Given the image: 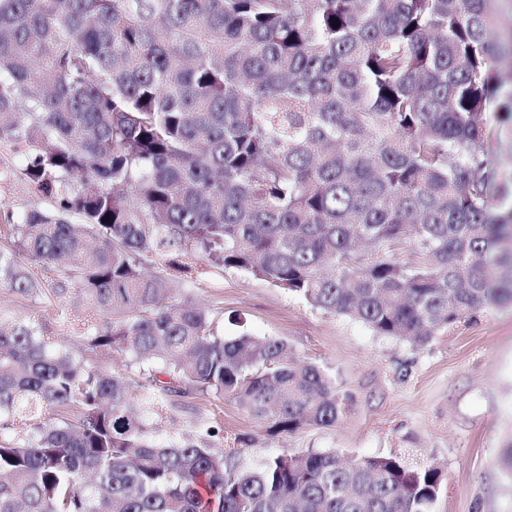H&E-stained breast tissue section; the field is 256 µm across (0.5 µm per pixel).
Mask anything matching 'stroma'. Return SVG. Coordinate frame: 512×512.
Wrapping results in <instances>:
<instances>
[{
	"label": "stroma",
	"mask_w": 512,
	"mask_h": 512,
	"mask_svg": "<svg viewBox=\"0 0 512 512\" xmlns=\"http://www.w3.org/2000/svg\"><path fill=\"white\" fill-rule=\"evenodd\" d=\"M511 138L488 113L485 144L495 180L512 177ZM25 165L21 151L0 143V209L18 217L51 208L23 177ZM171 285L199 306L221 308L220 335L245 329L285 341L296 357L329 374L350 401L334 427L272 438L231 400L202 398L154 418L157 440L193 437L201 425L216 422L225 444L239 435L251 438L238 459L243 467L307 448H333L349 458L404 454L441 470L434 512H512V304L488 308L413 347L214 262L172 273ZM88 313L72 292L57 301L0 290V324L34 318L68 343L74 340L71 321Z\"/></svg>",
	"instance_id": "stroma-1"
}]
</instances>
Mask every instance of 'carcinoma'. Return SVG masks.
I'll return each mask as SVG.
<instances>
[{"instance_id": "1", "label": "carcinoma", "mask_w": 512, "mask_h": 512, "mask_svg": "<svg viewBox=\"0 0 512 512\" xmlns=\"http://www.w3.org/2000/svg\"><path fill=\"white\" fill-rule=\"evenodd\" d=\"M492 2L0 0V142L53 201L0 210V288L60 299L67 260L90 309L79 355L0 325V512H434L439 469L402 456L243 469L214 425L155 442L150 416L200 396L272 437L346 404L146 269L212 260L413 347L512 301V180L484 144L488 111L512 123V86L489 83L512 29ZM114 350L145 382L89 361Z\"/></svg>"}]
</instances>
